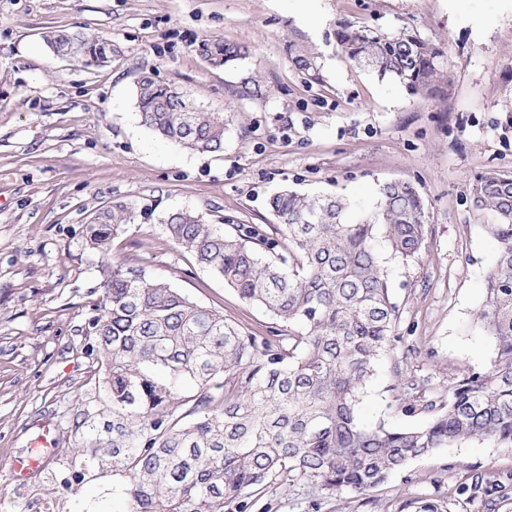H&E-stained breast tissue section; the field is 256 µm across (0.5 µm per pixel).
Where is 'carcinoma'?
<instances>
[{
  "mask_svg": "<svg viewBox=\"0 0 512 512\" xmlns=\"http://www.w3.org/2000/svg\"><path fill=\"white\" fill-rule=\"evenodd\" d=\"M81 43L80 62L102 67L119 55L112 40L84 31L45 36L53 54ZM345 57L381 77L428 95L443 78L442 51L417 34H385L349 24L336 29ZM196 53L214 67L249 55L246 46L202 39ZM134 98L140 123L158 139L195 153L224 145V113L186 102L144 72ZM491 214L497 253L476 323L495 357L432 399H399L396 409L428 415L419 427L365 426L358 403L381 355L395 350L400 308L393 301L381 248L403 262L419 259L426 202L408 181L383 185L372 209L343 196L283 189L269 199L277 225L237 224L224 232L190 210L160 218L177 249L224 279L240 299L282 322L268 336L248 333L224 315L189 301L168 283L112 263L111 243L136 212L117 202L87 226L103 258V296L89 325L112 398V425L92 447L112 455L127 477L130 512H246L281 478L322 495L369 494L390 474L439 448L465 442L512 449V175L489 171L472 188ZM197 390L190 414L185 388ZM468 489L499 493L486 473Z\"/></svg>",
  "mask_w": 512,
  "mask_h": 512,
  "instance_id": "1",
  "label": "carcinoma"
}]
</instances>
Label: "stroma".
<instances>
[{
    "label": "stroma",
    "instance_id": "stroma-1",
    "mask_svg": "<svg viewBox=\"0 0 512 512\" xmlns=\"http://www.w3.org/2000/svg\"><path fill=\"white\" fill-rule=\"evenodd\" d=\"M387 34L414 30L444 54L450 79L429 96L352 65L339 23ZM85 29L121 53L88 68L51 54V29ZM248 46L213 67L197 42ZM223 113V148L169 145L140 123L142 72ZM512 175V0H0V512H127L126 480L94 458L90 440L112 421L89 327L102 296V258L87 242L95 212L115 201L137 218L112 259L163 280L195 304L260 336L279 321L175 249L158 222L188 209L206 223L270 224L284 188L374 206L384 183L408 180L426 200L419 260L387 261L399 305L398 352L378 361L361 397L364 423L422 425L394 412L412 381L437 390L490 366L492 342L474 318L495 241L472 187ZM58 458L23 484L9 463L38 436ZM512 477V450L471 443L411 461L369 495L324 497L275 481L248 512H483L456 494L474 472ZM80 478L78 489L65 484Z\"/></svg>",
    "mask_w": 512,
    "mask_h": 512
}]
</instances>
